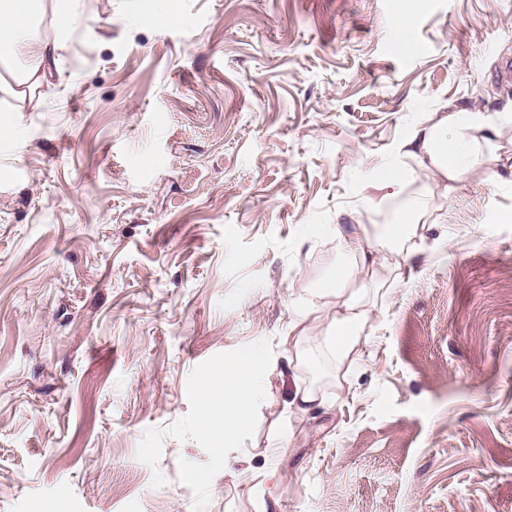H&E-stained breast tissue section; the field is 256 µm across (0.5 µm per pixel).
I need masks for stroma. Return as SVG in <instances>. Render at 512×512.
<instances>
[{
    "label": "stroma",
    "instance_id": "stroma-1",
    "mask_svg": "<svg viewBox=\"0 0 512 512\" xmlns=\"http://www.w3.org/2000/svg\"><path fill=\"white\" fill-rule=\"evenodd\" d=\"M170 4L74 0L27 95L0 65V512H193L203 448L137 445L259 337L277 368L204 512H512V0ZM444 117L448 180L405 150ZM414 198L419 248L337 365L336 227ZM299 385L327 407L288 415Z\"/></svg>",
    "mask_w": 512,
    "mask_h": 512
}]
</instances>
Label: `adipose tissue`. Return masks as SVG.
<instances>
[{"instance_id":"1","label":"adipose tissue","mask_w":512,"mask_h":512,"mask_svg":"<svg viewBox=\"0 0 512 512\" xmlns=\"http://www.w3.org/2000/svg\"><path fill=\"white\" fill-rule=\"evenodd\" d=\"M51 11L58 19V33L41 37L34 32L36 19ZM72 14V0H0V63L12 65L18 85L36 82L39 74L57 67L64 49L63 36ZM408 153L427 156L440 174L465 164L470 156L468 145L448 137V128L438 121L415 131L406 143ZM423 203L415 199L404 210L403 220L377 241V252H354L353 239L344 230H337L336 238L344 253L336 279L325 290L337 294L355 271H362L369 282H377L389 266V256H401L414 246L417 222ZM369 320L365 303L357 295H349L336 311V316L325 338V343L337 361L353 359L363 339Z\"/></svg>"}]
</instances>
